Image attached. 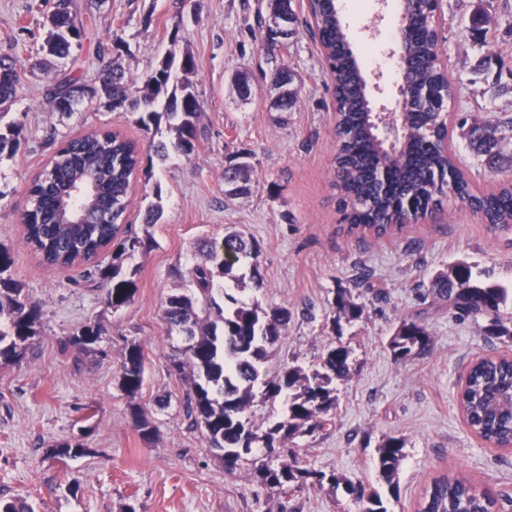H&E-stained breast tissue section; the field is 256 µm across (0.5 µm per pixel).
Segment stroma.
Wrapping results in <instances>:
<instances>
[{"label":"stroma","mask_w":512,"mask_h":512,"mask_svg":"<svg viewBox=\"0 0 512 512\" xmlns=\"http://www.w3.org/2000/svg\"><path fill=\"white\" fill-rule=\"evenodd\" d=\"M87 38L75 59L57 69L31 68L39 51L44 0H0V54L17 60V97L10 117L24 126L14 156L0 158V246L10 250L12 272L30 302L42 310V326L25 357L0 367V500L23 499L36 512H357L340 490L304 486L283 498L259 487L251 463L227 471L215 459L203 431L187 413L188 385L171 360L184 342L167 328L162 313L171 294L185 291L179 272L197 260L200 240L238 230L260 249L262 284L244 281L237 298L261 307L283 305L291 313L280 340L261 367L267 375L298 365L315 368L331 346L352 350L349 379L338 382L331 423L298 440L295 452L306 467L376 486L373 455L388 435L404 438L401 499L393 512H415L424 487L443 473L468 478L478 488L500 492L497 512H512V450L487 447L464 422L457 393L476 359L512 355V342L487 332L485 317L460 319L448 308L423 302L436 273L471 265L476 282L512 289V230H492L459 202H445L433 217L400 235L359 239L341 228L331 168L336 156V112L319 46L306 24L305 0H296L297 35L286 48L265 53L251 37L260 0H78ZM478 0H443L439 57L452 83L448 143L455 163L474 191L487 193L512 181V140L495 167L481 163L458 125L464 115L512 118V95L492 99V83L512 85V0H489L482 40L469 18ZM150 26H143V17ZM349 36L369 81L382 92L375 103L396 109L397 62L388 35L390 10L363 0L345 13ZM119 34L129 46L121 65L135 75L154 70L167 52L191 54L192 77L201 104L202 135L192 157L171 156L136 176L124 226L151 234V251L136 254L138 290L120 309L105 302L106 287L93 266L49 269L23 243L21 217L28 188L50 162L49 138L71 139L99 129L121 132L146 147L133 115L112 112L98 101L61 115L47 90L57 70L93 82L98 42ZM501 55L504 67L475 73L478 60ZM295 75L297 103L276 111L266 92L271 72ZM248 72L251 98L237 95L231 77ZM252 152L250 194L225 193L224 167L231 152ZM164 213L146 224L154 189ZM363 316L333 326L339 289L358 275ZM420 315L432 337L425 351L394 359L388 341L401 320ZM107 334L97 355L64 350L61 341L86 324ZM143 347L144 385L133 398L120 387L125 347ZM154 424L152 439L135 425L131 404ZM81 441L87 455H52V445Z\"/></svg>","instance_id":"stroma-1"}]
</instances>
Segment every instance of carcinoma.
<instances>
[{"label": "carcinoma", "mask_w": 512, "mask_h": 512, "mask_svg": "<svg viewBox=\"0 0 512 512\" xmlns=\"http://www.w3.org/2000/svg\"><path fill=\"white\" fill-rule=\"evenodd\" d=\"M51 11L43 25L44 57L32 67L45 70L51 59H68L82 48L86 38L80 9L75 0H48ZM409 24L406 34L408 55L405 59L407 93L405 111L396 115L403 134L390 146L378 134L379 123L369 110L361 66L349 47L347 34L336 12V0H309L311 29L320 44L323 63L329 66L331 84L338 98L336 138L341 147L334 161L333 187L339 204L356 201L345 215L349 235L370 234L384 238L398 234L412 217L405 213L406 201L414 210L430 205L442 206L443 197L451 194L461 205L482 214L485 222L501 231L512 229V184L487 195L471 191L465 173L451 154L445 152L448 134L443 114V98L451 95L450 83L432 65L437 55L438 36L427 10L426 0H409ZM267 16H259L258 34L262 49L272 52L281 48L275 19L288 15V37L297 29L292 0H267ZM124 48V40L113 34L108 42L96 47L99 69L94 82L80 84L68 74H57L48 88L56 109L73 114L75 107L88 98L98 99L115 111L129 106L137 115L136 123L151 134L147 151L116 131H100L66 142L55 153L44 173L29 189L35 208L24 225L25 241L42 262L53 267H68L78 262H94L101 253L113 249L112 264L99 269L109 284L106 303L119 309L133 301L137 270L123 268V257L154 247L150 235H122L123 220L130 202L132 185L142 164L152 165L153 157H169V150L190 157L200 136V105L190 76L195 61L190 54L176 58L170 54L145 76H125L114 65L112 56ZM182 73L179 83L168 90L173 67ZM16 71L13 59L0 55V156L13 154L20 146L23 125L3 122L16 98ZM512 134V120L475 121L469 130L470 148L488 165L498 162L497 147ZM251 154L238 152L224 168L227 193L236 196L250 192L254 165ZM387 163V183L381 187L375 179L380 162ZM99 174L95 200L99 201V223L66 224L63 222L66 186L85 170ZM259 248L237 232L209 244V249L188 271L192 288L168 298L163 320L171 330L184 336L185 359L173 361L179 375L190 374L187 408L194 424L203 429L209 447L233 471L250 455L253 448H285L280 455L254 467V481L265 489L288 495V490L309 483L343 488L358 507V512H389V504L398 501L399 467L404 459V439L386 436L376 448L374 458L379 489L368 490L334 473L310 469L303 465L291 445L295 439L313 434L328 424L336 411V381L350 375L351 350L340 343L328 348L321 357L320 369L306 373L298 366L288 367L266 379L260 366L268 356V347L281 337L290 312L285 306L267 309L239 301L218 279L236 265L249 266L250 279H263L258 261ZM10 251L0 247V366L20 361L31 341L38 336L42 312L23 293L22 285L12 275ZM428 294L448 305L459 318L491 317V334L512 341V317L500 314L508 298V289L492 284L479 285L473 280L471 267L456 264L438 273ZM339 323L362 317L364 306L350 291L342 289L336 297ZM106 335L97 323L85 324L62 341V347L78 355H95ZM431 344L430 333L417 320H402L388 347L396 360L422 352ZM121 387L130 398L140 393L144 384L143 351L138 343L127 346L120 364ZM262 395L274 402L288 393L283 416L266 426L255 425L247 416L256 384ZM459 404L468 426L488 444L512 448V360L507 357H484L470 367L459 395ZM131 415L143 437L155 432L153 424L137 405ZM497 495L478 489L457 476L442 475L432 480L423 493L417 512H493Z\"/></svg>", "instance_id": "carcinoma-1"}]
</instances>
